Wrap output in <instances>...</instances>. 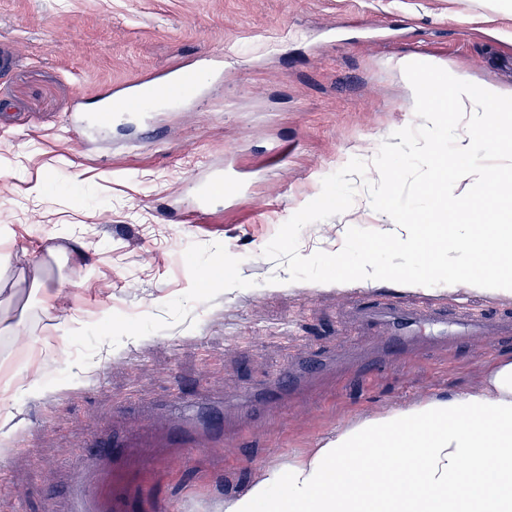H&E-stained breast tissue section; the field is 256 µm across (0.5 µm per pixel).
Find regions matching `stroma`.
I'll list each match as a JSON object with an SVG mask.
<instances>
[{"instance_id":"obj_1","label":"stroma","mask_w":512,"mask_h":512,"mask_svg":"<svg viewBox=\"0 0 512 512\" xmlns=\"http://www.w3.org/2000/svg\"><path fill=\"white\" fill-rule=\"evenodd\" d=\"M0 512H70L74 464L94 463L106 512H224L270 463L357 416L481 384L512 359V299L458 292L447 278L403 289L381 256L374 283L292 282L263 254L279 228L354 157L371 160L417 124L394 59L512 90V9L492 0H0ZM205 53L224 75L199 101L148 123L73 135L74 110L106 88ZM224 174L208 214L197 188ZM42 193H34L36 184ZM349 208L303 228L299 251L339 252ZM40 268L32 279V268ZM388 302L485 317L482 335L417 337L392 353L363 309ZM306 367V384L252 408L238 394ZM39 384L25 386L28 374ZM208 397L223 443L202 435L185 463L170 404ZM148 428L132 438L134 419ZM131 437L112 466L89 441Z\"/></svg>"}]
</instances>
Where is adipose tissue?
Wrapping results in <instances>:
<instances>
[{"label":"adipose tissue","mask_w":512,"mask_h":512,"mask_svg":"<svg viewBox=\"0 0 512 512\" xmlns=\"http://www.w3.org/2000/svg\"><path fill=\"white\" fill-rule=\"evenodd\" d=\"M396 68L411 93L424 98L425 135L445 132L451 160H434L422 191L446 205L452 190L468 191L496 177L512 181V165L489 172L482 156L503 157L507 140L491 124L511 103L503 91L449 77L446 68ZM391 224L368 242L364 279L376 256L402 253L424 272L491 297H512V199L494 204L492 224L435 225L411 234L386 198L373 204ZM224 512H512V360L485 374L482 385L450 399L430 398L361 416L285 466L263 470Z\"/></svg>","instance_id":"obj_1"}]
</instances>
